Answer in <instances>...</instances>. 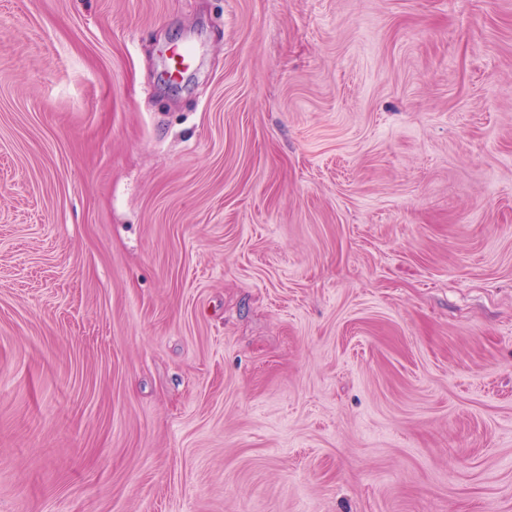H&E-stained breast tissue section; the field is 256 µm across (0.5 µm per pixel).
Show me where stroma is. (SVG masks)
<instances>
[{"mask_svg": "<svg viewBox=\"0 0 512 512\" xmlns=\"http://www.w3.org/2000/svg\"><path fill=\"white\" fill-rule=\"evenodd\" d=\"M0 512H512V0H0Z\"/></svg>", "mask_w": 512, "mask_h": 512, "instance_id": "1", "label": "stroma"}]
</instances>
